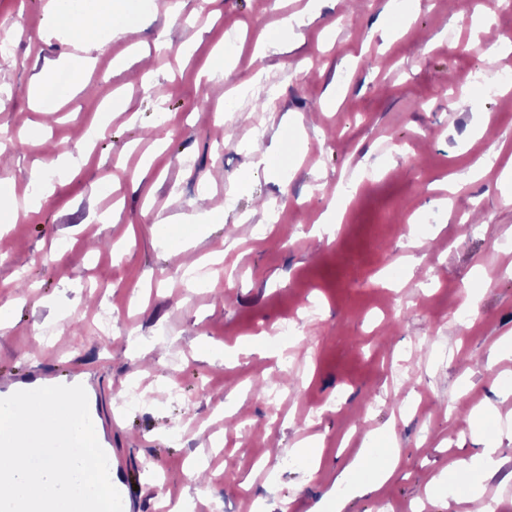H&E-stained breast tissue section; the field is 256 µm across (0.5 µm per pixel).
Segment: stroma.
Segmentation results:
<instances>
[{
  "label": "stroma",
  "instance_id": "stroma-1",
  "mask_svg": "<svg viewBox=\"0 0 512 512\" xmlns=\"http://www.w3.org/2000/svg\"><path fill=\"white\" fill-rule=\"evenodd\" d=\"M47 2L0 0V383L87 378L130 512L165 499L312 512L373 430L395 433L400 465L345 512H465L429 488L487 440L507 461L483 485L493 512H512V430L481 433L466 415L512 411V354L498 352L512 329V83L498 77L512 10L397 0L403 22L388 27L384 0H182L176 18L136 0L72 34L49 31ZM291 17L307 23L283 28ZM264 28L276 51L259 50ZM231 31L242 62L212 73ZM75 52L91 92L34 101L31 85ZM255 68L264 82L230 98ZM262 96L271 105L252 117L280 147L271 172L253 167L247 125L216 121ZM162 120L159 142L148 132ZM341 189L344 221L319 235ZM203 194L223 221L197 208ZM176 239L213 261L204 286L170 261ZM104 307L111 330L96 336ZM286 319L298 332L282 352L266 334ZM134 379L149 398L122 408ZM307 442L322 456L313 476ZM194 460L214 498L196 496Z\"/></svg>",
  "mask_w": 512,
  "mask_h": 512
}]
</instances>
